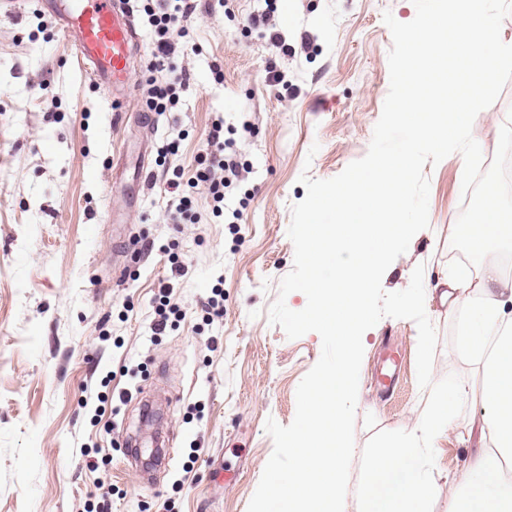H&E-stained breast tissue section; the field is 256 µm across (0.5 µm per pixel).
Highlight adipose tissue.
Masks as SVG:
<instances>
[{
	"label": "adipose tissue",
	"instance_id": "obj_1",
	"mask_svg": "<svg viewBox=\"0 0 512 512\" xmlns=\"http://www.w3.org/2000/svg\"><path fill=\"white\" fill-rule=\"evenodd\" d=\"M505 282L488 268L481 299L458 275L448 292L453 302L468 308L469 327L463 338L482 373L487 415L479 428V447L458 483L464 494L453 498L448 512H512V478L504 477L499 462L512 459V314L506 312Z\"/></svg>",
	"mask_w": 512,
	"mask_h": 512
}]
</instances>
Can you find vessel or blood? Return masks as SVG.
Masks as SVG:
<instances>
[{"label": "vessel or blood", "mask_w": 512, "mask_h": 512, "mask_svg": "<svg viewBox=\"0 0 512 512\" xmlns=\"http://www.w3.org/2000/svg\"><path fill=\"white\" fill-rule=\"evenodd\" d=\"M48 9L92 81L105 88L125 81L137 36L132 16L117 0H50ZM401 367L398 352L388 351L377 375L383 390L393 389Z\"/></svg>", "instance_id": "1"}]
</instances>
